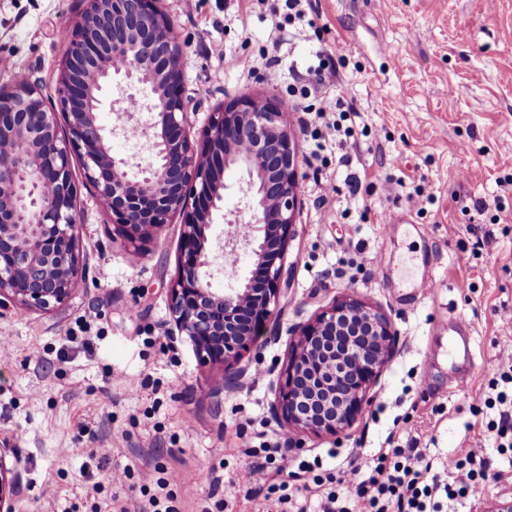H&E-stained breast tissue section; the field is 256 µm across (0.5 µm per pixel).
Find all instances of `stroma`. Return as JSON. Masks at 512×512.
Returning a JSON list of instances; mask_svg holds the SVG:
<instances>
[{"label": "stroma", "instance_id": "1", "mask_svg": "<svg viewBox=\"0 0 512 512\" xmlns=\"http://www.w3.org/2000/svg\"><path fill=\"white\" fill-rule=\"evenodd\" d=\"M183 46L189 137L201 144L212 112L245 95H278L297 135L302 210L284 258L289 286L278 314L243 361L260 373L210 397L219 365L199 363L171 340L169 288L181 249L182 216L170 218L142 252L124 247L92 187L79 184V242L86 266L72 297L55 310L0 309V442L20 458L15 512H142L162 475L177 512H263L248 495L256 436L282 441L270 414L274 386L295 328L335 297L380 309L399 336L372 401L339 437L305 435L300 457L328 450L371 457L387 437L417 438L428 453L461 456L492 418L482 397L488 366L512 349V0H318L313 27L269 47L268 8L242 15L237 0H159ZM84 0H0V85L25 72L53 96L66 50L60 34ZM352 53L337 61L338 46ZM328 55L327 98L343 96L368 135L348 165L321 164L307 134L304 99L289 95L316 52ZM360 188L350 193L346 176ZM332 180L328 200L317 183ZM224 207L206 235L224 256L217 286L249 275V248L230 239L244 204L242 173L225 174ZM397 192H386L388 183ZM405 221L384 229L381 218ZM488 243H478L481 234ZM437 286L415 296L413 279ZM471 323L468 359L448 353V325ZM452 373L464 375L449 385ZM128 467L123 487L113 471Z\"/></svg>", "mask_w": 512, "mask_h": 512}]
</instances>
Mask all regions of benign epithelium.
Masks as SVG:
<instances>
[{"label": "benign epithelium", "mask_w": 512, "mask_h": 512, "mask_svg": "<svg viewBox=\"0 0 512 512\" xmlns=\"http://www.w3.org/2000/svg\"><path fill=\"white\" fill-rule=\"evenodd\" d=\"M57 76V102L28 75L0 86V308L7 303L50 311L66 302L83 274L78 192L72 159L112 212L122 245L138 248L171 216L184 217L182 255L169 293L174 328L204 363L224 368L217 396L252 377L240 365L287 284L283 260L302 208L296 136L282 119L283 101L243 96L221 106L203 130V147L190 142L183 96L182 54L170 18L157 0H86ZM118 116L132 117L133 91L147 119L150 160L141 166L112 151L125 125L106 129L101 97L112 86ZM247 175L252 221L244 241L262 279L218 288L223 269L212 260L206 229L223 207L224 172ZM398 336L379 309L342 295L296 327L279 377L272 416L289 433L338 436L362 414L371 391L397 351ZM0 447V512H14L19 460Z\"/></svg>", "instance_id": "obj_1"}]
</instances>
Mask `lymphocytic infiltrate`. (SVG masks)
Instances as JSON below:
<instances>
[{
    "label": "lymphocytic infiltrate",
    "instance_id": "f902f5d3",
    "mask_svg": "<svg viewBox=\"0 0 512 512\" xmlns=\"http://www.w3.org/2000/svg\"><path fill=\"white\" fill-rule=\"evenodd\" d=\"M355 110L344 98L334 107L315 110V139L343 146L355 134ZM492 395L484 404L495 416L487 432L461 457H436L419 448L416 440H407L379 449L372 464L353 463L337 472L322 469L321 459L292 463L288 457H275L274 447H245L252 457L248 482L262 492L266 512H311L301 488L288 483L274 484L267 470L276 461L278 472L298 471L311 475L323 494L318 512H445L446 507L465 499L484 481L491 462L486 452L488 440H495L499 454L512 452V354L498 357L488 369Z\"/></svg>",
    "mask_w": 512,
    "mask_h": 512
}]
</instances>
